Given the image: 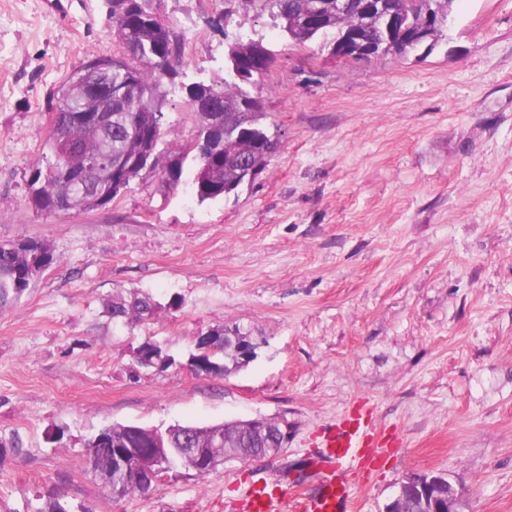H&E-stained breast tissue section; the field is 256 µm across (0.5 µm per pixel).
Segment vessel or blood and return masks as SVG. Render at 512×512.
Here are the masks:
<instances>
[{"label": "vessel or blood", "mask_w": 512, "mask_h": 512, "mask_svg": "<svg viewBox=\"0 0 512 512\" xmlns=\"http://www.w3.org/2000/svg\"><path fill=\"white\" fill-rule=\"evenodd\" d=\"M319 482L300 504V512H349L355 490L346 470L369 465L385 455L390 441L378 434L370 420L348 415L327 430L321 440ZM286 492L276 483H258L249 489V512H278Z\"/></svg>", "instance_id": "b4317fda"}]
</instances>
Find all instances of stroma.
Here are the masks:
<instances>
[{"mask_svg": "<svg viewBox=\"0 0 512 512\" xmlns=\"http://www.w3.org/2000/svg\"><path fill=\"white\" fill-rule=\"evenodd\" d=\"M156 7L185 42L163 83L169 140L194 142L180 86L223 83L229 33L276 54L259 85L280 150L227 199L153 173L100 209L34 211L58 89L122 48L103 0H0V242L55 258L0 312V442L19 444L0 455V512L56 495L67 512H246L262 481L295 512L322 434L348 413L399 443L351 512H384L425 473L446 477L460 512H512V0H457L427 58L370 62L289 44L269 15L224 0ZM133 289L154 314L114 322L107 303ZM235 324L259 341L254 360L193 373L198 336ZM148 340L174 364L135 370ZM254 418L287 432L277 454L204 479L180 467L121 500L85 457L108 425Z\"/></svg>", "mask_w": 512, "mask_h": 512, "instance_id": "35a3bbf8", "label": "stroma"}]
</instances>
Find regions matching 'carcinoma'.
I'll list each match as a JSON object with an SVG mask.
<instances>
[{
    "instance_id": "carcinoma-1",
    "label": "carcinoma",
    "mask_w": 512,
    "mask_h": 512,
    "mask_svg": "<svg viewBox=\"0 0 512 512\" xmlns=\"http://www.w3.org/2000/svg\"><path fill=\"white\" fill-rule=\"evenodd\" d=\"M152 0H105L114 34L126 49V56H95L84 62L70 80L58 91L53 120L65 140L46 137L45 147L55 159L72 145L91 154H105L112 160L123 159L130 164L125 172L123 187L111 186V175L102 173L93 180V190L74 197L71 210L86 212L106 205L98 200L105 190L115 198L139 177L144 168L132 164V159L149 148L154 157L151 171L157 173L170 189L183 183L186 171H191L192 187L206 184L209 189L196 192L204 202L224 197V186L238 181L242 164L264 170L278 149L279 137L264 125L266 117L261 96L256 91L254 75H261L273 62L271 49L261 42L242 36L225 42L229 78L224 84L193 82L182 85L189 100L208 97L213 109L222 117V140L219 151L205 155L191 153L186 147L166 146L167 131L160 121L164 116L165 94L161 90L162 73L176 71L183 64L182 43L173 28L157 20ZM314 0H243L257 13H269L289 43L304 45L320 36L333 37V54H341L340 44L346 40L366 42L375 46L374 57L393 55L405 58L426 49L431 54L444 34L448 22V0H382L381 14L363 16L353 8L340 9L336 0H321L323 8L319 23L308 25L304 17ZM396 11L403 15L402 46L397 51L383 48V15ZM112 88V93H127L126 108L112 111V125L99 130L73 121L75 115L95 109L99 99L89 95L93 84ZM134 127L148 135V144L129 139L127 128ZM67 192V183L55 173L54 164L46 170L36 169L29 184V203L37 211L55 210L56 203ZM54 263L47 247L36 240L0 243V311L19 301L31 284ZM156 303L152 295L133 291L116 296L107 305L114 321L132 323L152 314ZM198 353L191 354L188 366L195 374L222 375L226 360H236L231 350L224 348V333L199 339ZM267 434L260 436L242 424L195 426L174 424L166 428L171 454L178 460L163 469L167 473L176 467L191 469L200 476L212 473L222 462L248 463L268 457L282 448L278 429L266 423ZM132 435L123 425L101 429L85 442V455L98 474L102 488L113 498L123 499L136 493L144 494L151 486L141 483L133 470L120 473L112 469L115 449L126 447Z\"/></svg>"
}]
</instances>
